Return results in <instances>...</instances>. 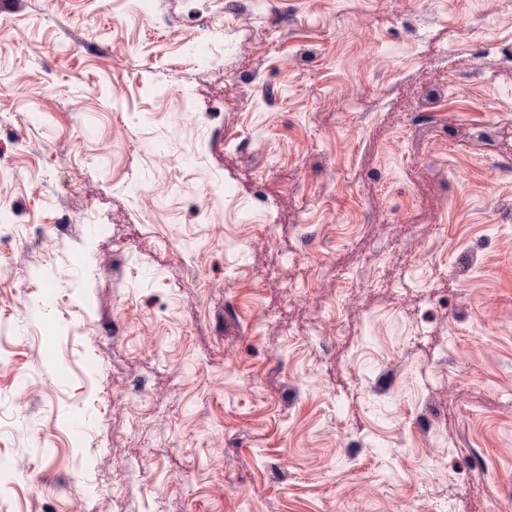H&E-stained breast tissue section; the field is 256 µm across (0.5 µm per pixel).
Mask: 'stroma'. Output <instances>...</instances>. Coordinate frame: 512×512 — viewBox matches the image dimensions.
<instances>
[{
	"label": "stroma",
	"instance_id": "1",
	"mask_svg": "<svg viewBox=\"0 0 512 512\" xmlns=\"http://www.w3.org/2000/svg\"><path fill=\"white\" fill-rule=\"evenodd\" d=\"M512 512V0H0V512Z\"/></svg>",
	"mask_w": 512,
	"mask_h": 512
}]
</instances>
